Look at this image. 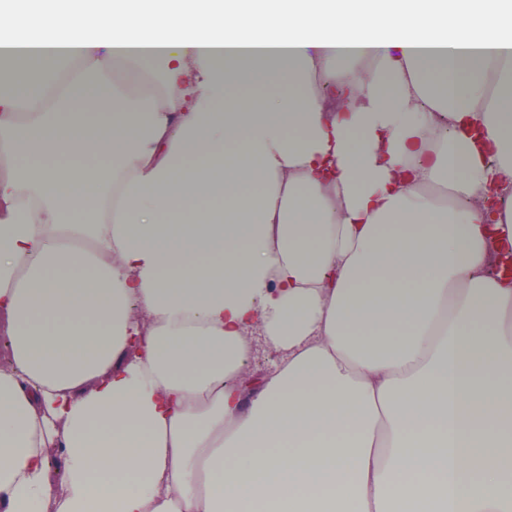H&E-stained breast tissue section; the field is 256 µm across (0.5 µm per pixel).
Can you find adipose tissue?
<instances>
[{
  "instance_id": "adipose-tissue-1",
  "label": "adipose tissue",
  "mask_w": 512,
  "mask_h": 512,
  "mask_svg": "<svg viewBox=\"0 0 512 512\" xmlns=\"http://www.w3.org/2000/svg\"><path fill=\"white\" fill-rule=\"evenodd\" d=\"M2 68L0 512H512V0H17ZM109 71L115 83L135 90H144L146 93L145 95H148L153 99L151 102H155L162 85V78L160 74H156L154 77L152 85L153 89H145L136 75L133 72L127 70L124 65L110 62Z\"/></svg>"
}]
</instances>
